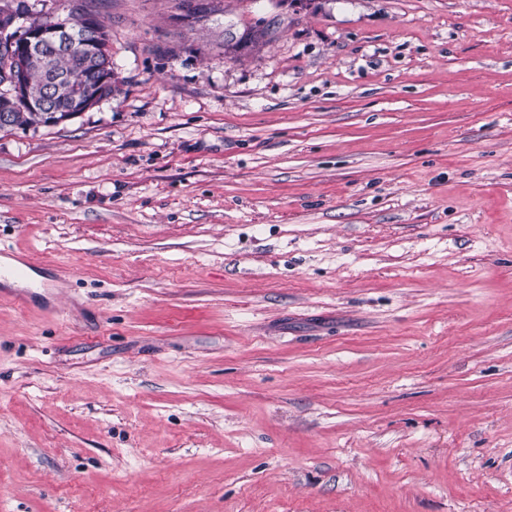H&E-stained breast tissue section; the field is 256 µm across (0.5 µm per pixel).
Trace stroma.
I'll return each mask as SVG.
<instances>
[{"instance_id":"35a3bbf8","label":"stroma","mask_w":512,"mask_h":512,"mask_svg":"<svg viewBox=\"0 0 512 512\" xmlns=\"http://www.w3.org/2000/svg\"><path fill=\"white\" fill-rule=\"evenodd\" d=\"M25 2L121 91L0 130V512H512V0ZM269 43L268 28L260 25L245 27L234 43L224 44V55L231 60L260 56Z\"/></svg>"}]
</instances>
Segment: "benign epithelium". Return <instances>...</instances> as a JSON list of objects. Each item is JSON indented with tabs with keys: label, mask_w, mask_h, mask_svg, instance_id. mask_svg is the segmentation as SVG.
I'll return each instance as SVG.
<instances>
[{
	"label": "benign epithelium",
	"mask_w": 512,
	"mask_h": 512,
	"mask_svg": "<svg viewBox=\"0 0 512 512\" xmlns=\"http://www.w3.org/2000/svg\"><path fill=\"white\" fill-rule=\"evenodd\" d=\"M20 11L8 5L0 8V41L14 50L10 67L0 71V122L6 123L9 113L20 109H38L42 112L80 114L115 94V74L112 62L97 44L94 29L96 21L84 13H75L65 21L53 22L39 28L18 24ZM80 49L85 68L91 74L86 91L79 99L64 94V83L56 78L49 84L50 102L31 99L27 90L29 64L34 54L52 66L56 53L63 48Z\"/></svg>",
	"instance_id": "benign-epithelium-1"
}]
</instances>
